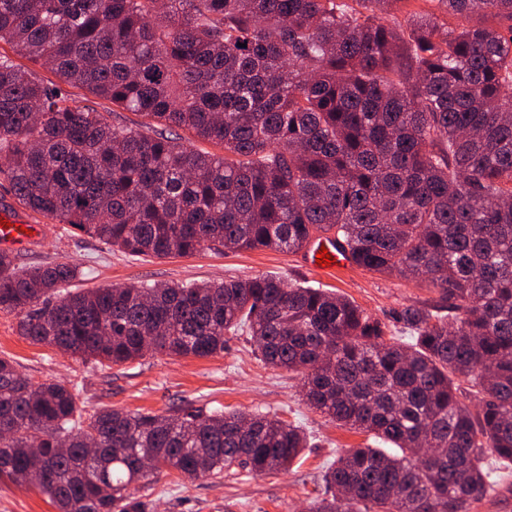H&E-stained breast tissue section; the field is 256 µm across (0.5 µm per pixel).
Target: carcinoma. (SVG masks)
<instances>
[{"label": "carcinoma", "instance_id": "1", "mask_svg": "<svg viewBox=\"0 0 512 512\" xmlns=\"http://www.w3.org/2000/svg\"><path fill=\"white\" fill-rule=\"evenodd\" d=\"M408 2L0 0V42L58 79L0 53L21 207L159 258L328 238L439 295L400 311L403 342L276 276L70 291L77 268L0 250V313L33 344L120 364L246 332L309 407L394 446L345 451L307 512H470L512 474V0H437L401 25ZM67 86L146 122L111 125ZM306 447L275 414L88 411L77 385L0 358V478L38 475L58 512H150L129 487L165 469L262 476Z\"/></svg>", "mask_w": 512, "mask_h": 512}]
</instances>
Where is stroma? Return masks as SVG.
Listing matches in <instances>:
<instances>
[{
  "instance_id": "35a3bbf8",
  "label": "stroma",
  "mask_w": 512,
  "mask_h": 512,
  "mask_svg": "<svg viewBox=\"0 0 512 512\" xmlns=\"http://www.w3.org/2000/svg\"><path fill=\"white\" fill-rule=\"evenodd\" d=\"M43 233L16 249L22 266L56 262L76 265L73 285L83 289L143 283L208 281L272 275L290 283L324 288L348 298L387 324L409 305L433 307L438 296L424 285L396 276L349 266L335 275L306 266L302 252L275 249H207L192 255L157 258L112 249L67 224L35 216ZM0 357L35 382L74 383L86 409L112 407L129 412L164 414L175 408L211 411L270 412L300 425L309 448L288 471L259 477L241 471L221 479L191 481L163 474L134 494L151 502L153 512H305L323 490L322 473L345 450L374 445L366 434L337 427L304 404L301 377L265 365L250 336H232L223 354L196 358L150 352L122 364L82 361L21 336L14 316L0 313ZM0 512H55L36 489L0 481Z\"/></svg>"
}]
</instances>
